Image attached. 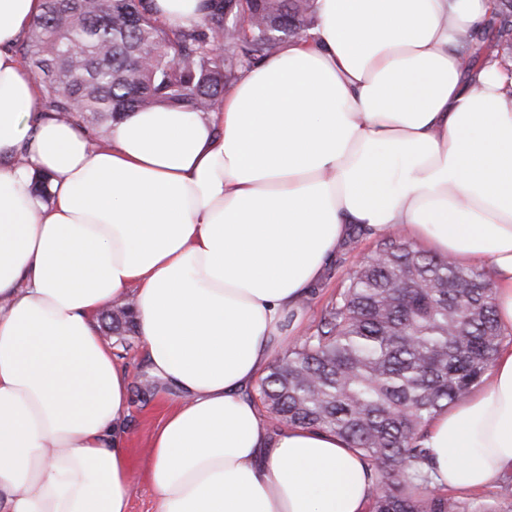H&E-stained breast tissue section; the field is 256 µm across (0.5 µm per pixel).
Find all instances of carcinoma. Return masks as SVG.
Returning <instances> with one entry per match:
<instances>
[{"label":"carcinoma","instance_id":"carcinoma-1","mask_svg":"<svg viewBox=\"0 0 512 512\" xmlns=\"http://www.w3.org/2000/svg\"><path fill=\"white\" fill-rule=\"evenodd\" d=\"M153 0H43L21 43L42 80L43 117L104 131L124 114L158 106L219 109L238 73L299 40L313 0H208L191 28L173 31ZM469 66L512 59V0H497L481 33L461 38ZM122 348L131 306L108 313ZM484 273L388 239L350 277L316 330L293 342L260 380L274 419L327 429L367 461L371 512H469L431 486L425 429L483 382L500 346Z\"/></svg>","mask_w":512,"mask_h":512}]
</instances>
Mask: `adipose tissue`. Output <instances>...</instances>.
Listing matches in <instances>:
<instances>
[{
	"label": "adipose tissue",
	"instance_id": "adipose-tissue-1",
	"mask_svg": "<svg viewBox=\"0 0 512 512\" xmlns=\"http://www.w3.org/2000/svg\"><path fill=\"white\" fill-rule=\"evenodd\" d=\"M204 0H154L185 29ZM306 37L243 70L219 110L128 113L99 144L33 120L15 51L42 0H0V512H129L130 377L99 329L131 302L170 411L157 512H369L347 441L271 429L246 391L352 228L488 266L512 332V74L466 67L493 0H313ZM50 176V200L33 189ZM435 485L512 475V343L426 429Z\"/></svg>",
	"mask_w": 512,
	"mask_h": 512
}]
</instances>
